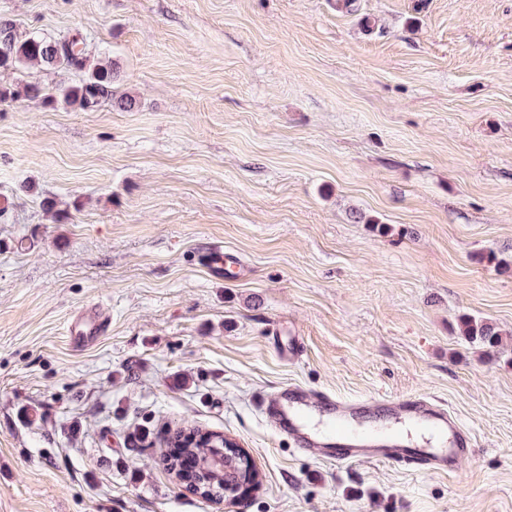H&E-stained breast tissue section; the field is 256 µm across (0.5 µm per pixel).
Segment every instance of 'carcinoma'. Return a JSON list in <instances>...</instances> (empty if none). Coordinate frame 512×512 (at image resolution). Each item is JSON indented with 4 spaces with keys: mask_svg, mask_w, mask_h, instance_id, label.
<instances>
[{
    "mask_svg": "<svg viewBox=\"0 0 512 512\" xmlns=\"http://www.w3.org/2000/svg\"><path fill=\"white\" fill-rule=\"evenodd\" d=\"M21 67H37L45 71L66 68L83 75L71 85L49 89L38 83L11 85L0 83V106L20 98L37 100L45 107L59 103L79 110H91L103 99L113 95L112 85L117 77L113 63L103 62L86 43L79 32L58 38L23 35L13 21L0 20V71L8 72ZM460 334L473 345L489 352L502 344L501 331L496 324L475 317L460 319ZM224 443L222 434L199 427L177 428L169 433L167 445L180 449L179 454H165L160 463L164 470L179 484L194 482L198 488L193 493L218 502L228 488L240 484L245 477L246 462L239 457L228 458V470L212 471L202 468L209 447Z\"/></svg>",
    "mask_w": 512,
    "mask_h": 512,
    "instance_id": "carcinoma-1",
    "label": "carcinoma"
}]
</instances>
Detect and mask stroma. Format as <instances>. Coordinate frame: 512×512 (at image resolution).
<instances>
[{
	"mask_svg": "<svg viewBox=\"0 0 512 512\" xmlns=\"http://www.w3.org/2000/svg\"><path fill=\"white\" fill-rule=\"evenodd\" d=\"M0 16L83 33L138 101L0 106V512H512V0ZM89 304L111 325L76 351ZM285 384L430 399L474 453L450 474L313 457L260 406ZM190 425L236 437L260 486L227 507L177 486L158 460ZM460 334L473 345H478L486 351H496L502 344V334L496 324L475 317L460 319Z\"/></svg>",
	"mask_w": 512,
	"mask_h": 512,
	"instance_id": "obj_1",
	"label": "stroma"
}]
</instances>
